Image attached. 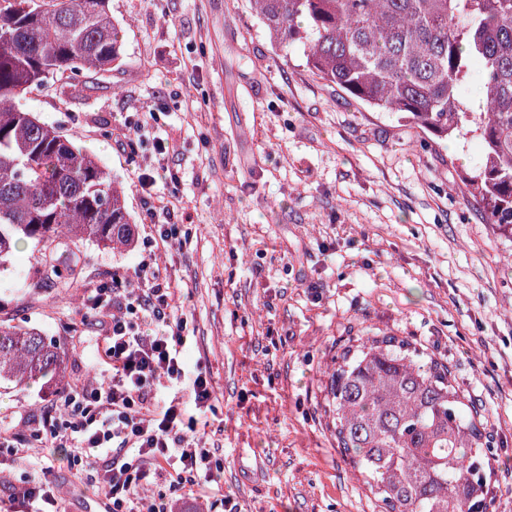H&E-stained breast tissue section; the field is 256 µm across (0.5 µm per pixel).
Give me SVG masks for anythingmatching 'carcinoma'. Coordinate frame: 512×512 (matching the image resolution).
I'll use <instances>...</instances> for the list:
<instances>
[{"label":"carcinoma","instance_id":"cac0c4a2","mask_svg":"<svg viewBox=\"0 0 512 512\" xmlns=\"http://www.w3.org/2000/svg\"><path fill=\"white\" fill-rule=\"evenodd\" d=\"M270 39L303 49L308 74L359 103L397 112L439 139L474 136L462 176L486 223L512 239V0H251ZM123 31L109 0H0V269L20 242L43 280L75 282L81 247L127 248L123 191L104 166L19 101L45 83L111 69ZM485 105L465 103L473 74ZM63 374L35 328L0 322V385ZM337 447L385 512H490L485 448L448 366L395 336L336 359Z\"/></svg>","mask_w":512,"mask_h":512}]
</instances>
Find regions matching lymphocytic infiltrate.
Listing matches in <instances>:
<instances>
[{
    "instance_id": "f902f5d3",
    "label": "lymphocytic infiltrate",
    "mask_w": 512,
    "mask_h": 512,
    "mask_svg": "<svg viewBox=\"0 0 512 512\" xmlns=\"http://www.w3.org/2000/svg\"><path fill=\"white\" fill-rule=\"evenodd\" d=\"M156 201V222L131 273L137 289L101 282L83 295L85 307L107 316L104 346L91 354L93 362L107 364L106 374L57 389L30 429L31 440L47 436L71 450L75 464L95 477L109 512H144L138 492L152 486L158 492L145 512H178V504L199 497L220 470L211 450L194 438L196 422L187 415L214 412L216 395L206 372L186 370L184 307L154 266L157 251L179 239L181 228L168 223L164 194ZM145 322L151 331H142ZM10 503L29 512H67L44 462L14 487Z\"/></svg>"
}]
</instances>
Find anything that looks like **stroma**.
<instances>
[{
  "instance_id": "1",
  "label": "stroma",
  "mask_w": 512,
  "mask_h": 512,
  "mask_svg": "<svg viewBox=\"0 0 512 512\" xmlns=\"http://www.w3.org/2000/svg\"><path fill=\"white\" fill-rule=\"evenodd\" d=\"M125 31L110 72L49 83L20 105L96 155L125 189L130 248L85 246L77 287L40 280L31 249L0 274V320L37 328L67 382L98 379L87 354L101 315L83 286L137 265L155 200L179 242L156 265L186 296L189 370L206 369L216 411L194 435L223 464L202 512H380L336 444L338 356L368 336L408 340L447 363L485 417L492 512H512V240L485 221L463 174L475 139L440 140L360 105L281 56L248 0H110ZM155 115L152 134L120 122ZM58 384L0 387V425L18 442ZM70 512L97 491L63 448H44Z\"/></svg>"
}]
</instances>
